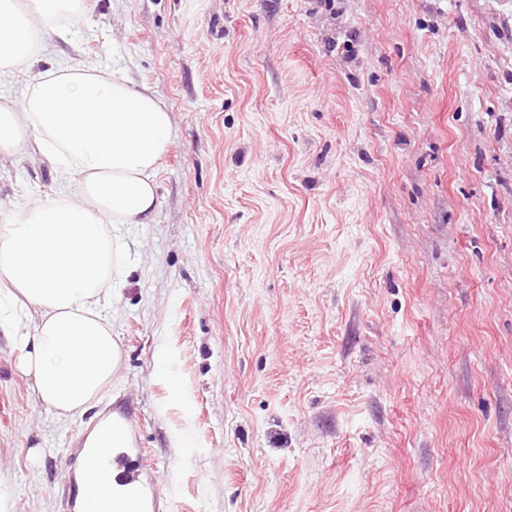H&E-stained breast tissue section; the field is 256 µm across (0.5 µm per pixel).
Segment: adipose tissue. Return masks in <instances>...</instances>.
<instances>
[{
    "label": "adipose tissue",
    "instance_id": "1",
    "mask_svg": "<svg viewBox=\"0 0 512 512\" xmlns=\"http://www.w3.org/2000/svg\"><path fill=\"white\" fill-rule=\"evenodd\" d=\"M74 0H0V76L32 57L37 31ZM173 137L150 88L66 65L38 76L20 108L0 106V153L51 154L67 195L0 208V330L35 401L68 417L112 384L121 350L107 314L125 257L108 224L153 223L154 175Z\"/></svg>",
    "mask_w": 512,
    "mask_h": 512
}]
</instances>
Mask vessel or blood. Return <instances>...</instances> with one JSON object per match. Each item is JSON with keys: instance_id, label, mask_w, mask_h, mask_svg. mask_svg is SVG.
<instances>
[{"instance_id": "1", "label": "vessel or blood", "mask_w": 512, "mask_h": 512, "mask_svg": "<svg viewBox=\"0 0 512 512\" xmlns=\"http://www.w3.org/2000/svg\"><path fill=\"white\" fill-rule=\"evenodd\" d=\"M136 418V408L127 398L102 406L95 428L127 431L129 445L108 454L104 449L88 447L87 436H80L65 459L71 478L61 495L62 512H166L167 503L157 488L155 469L140 446ZM109 465L124 471L116 481L122 492L110 499L91 491L100 471Z\"/></svg>"}]
</instances>
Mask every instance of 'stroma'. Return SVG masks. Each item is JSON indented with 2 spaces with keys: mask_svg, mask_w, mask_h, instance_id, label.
I'll return each instance as SVG.
<instances>
[{
  "mask_svg": "<svg viewBox=\"0 0 512 512\" xmlns=\"http://www.w3.org/2000/svg\"><path fill=\"white\" fill-rule=\"evenodd\" d=\"M72 61L171 114L104 393L168 512H512V0H87L0 104ZM59 190L0 157L1 204ZM17 364L0 335V498L60 512L95 411Z\"/></svg>",
  "mask_w": 512,
  "mask_h": 512,
  "instance_id": "1",
  "label": "stroma"
}]
</instances>
